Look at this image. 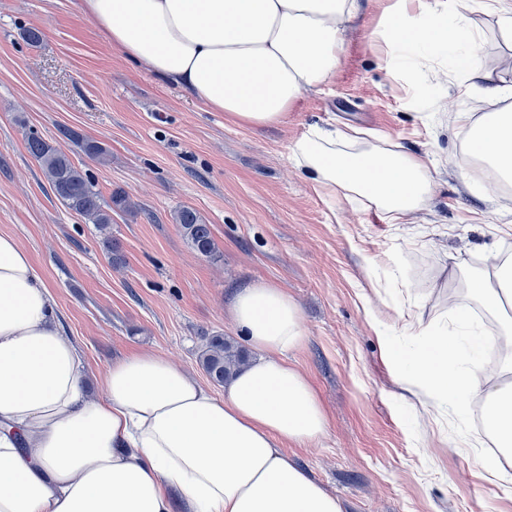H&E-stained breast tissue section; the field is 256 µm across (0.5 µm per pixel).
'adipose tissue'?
<instances>
[{"label": "adipose tissue", "mask_w": 512, "mask_h": 512, "mask_svg": "<svg viewBox=\"0 0 512 512\" xmlns=\"http://www.w3.org/2000/svg\"><path fill=\"white\" fill-rule=\"evenodd\" d=\"M388 12L383 38L396 52L439 45L463 72L464 94L504 99L474 116L460 112L467 151L512 181V89L489 86L467 22L472 0H416ZM359 0H81L80 9L127 59L185 88L208 112L254 129L284 125L303 91L336 72L346 24ZM349 132L295 140L292 160L328 195L368 196L400 220L432 194L424 157L380 150L341 154ZM495 278L470 277L488 310L512 298V259ZM453 331L421 329L412 359L386 344V361L462 418L481 412L500 448L512 447V391L485 373L499 352L512 373V346L472 327L451 304ZM229 315L255 351L223 396L159 354L114 361L87 392L77 342L58 326L50 285L27 249L0 234V512H342L288 453L323 437L327 417L290 361L305 342L296 302L276 285L239 288Z\"/></svg>", "instance_id": "1"}]
</instances>
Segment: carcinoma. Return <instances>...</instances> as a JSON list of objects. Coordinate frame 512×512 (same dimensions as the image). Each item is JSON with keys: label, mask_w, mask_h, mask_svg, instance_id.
Returning <instances> with one entry per match:
<instances>
[{"label": "carcinoma", "mask_w": 512, "mask_h": 512, "mask_svg": "<svg viewBox=\"0 0 512 512\" xmlns=\"http://www.w3.org/2000/svg\"><path fill=\"white\" fill-rule=\"evenodd\" d=\"M26 146L56 195L68 209L88 223L105 231L112 224L113 210L130 209L131 204L124 192L115 191L110 201H105L86 172L37 134L31 132L27 135ZM174 221L179 224L193 251L206 258L217 257L218 248L211 225L204 222L194 209L186 207L176 211ZM199 363L210 381L222 386L241 366L248 363V354L241 346L224 338V335L214 334L207 338L199 355Z\"/></svg>", "instance_id": "cac0c4a2"}]
</instances>
